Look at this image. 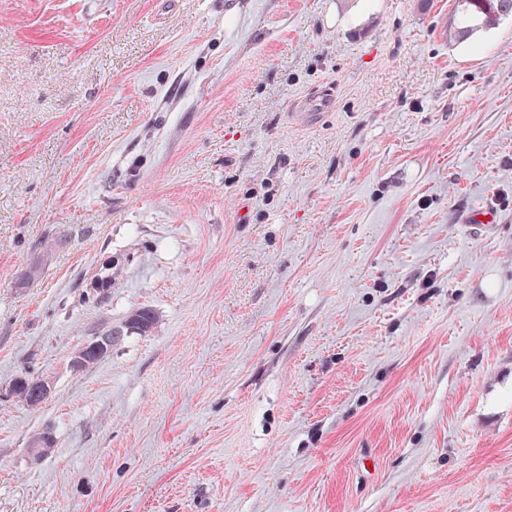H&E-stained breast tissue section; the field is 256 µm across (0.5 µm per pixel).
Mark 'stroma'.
<instances>
[{"instance_id": "35a3bbf8", "label": "stroma", "mask_w": 512, "mask_h": 512, "mask_svg": "<svg viewBox=\"0 0 512 512\" xmlns=\"http://www.w3.org/2000/svg\"><path fill=\"white\" fill-rule=\"evenodd\" d=\"M455 11L0 0V512H512V17ZM334 92L332 88L325 87L319 93L300 100L293 107L290 116L295 123L310 128L321 123L323 118L333 107ZM119 333L116 331H109L107 334L102 333L103 337L92 339L91 341L85 343L82 347L84 350L81 352V348L76 353L73 359V364L76 367H82L86 364H91L95 361H98V356L104 354L107 350L112 347V342H114V336ZM111 336V337H107ZM94 358H97L93 360ZM93 360V361H92ZM92 361V362H91ZM37 379L38 378L31 377L30 375L21 376L15 381L12 389V394L19 399L20 402H23L32 409L41 407V405L47 400L50 393L48 383L40 379L37 383L38 392L47 397L35 394L33 384Z\"/></svg>"}]
</instances>
